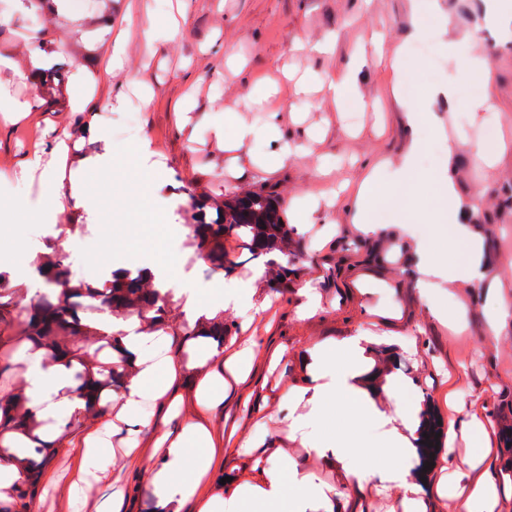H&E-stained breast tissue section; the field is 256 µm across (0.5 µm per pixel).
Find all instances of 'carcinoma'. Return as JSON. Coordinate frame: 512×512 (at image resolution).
I'll list each match as a JSON object with an SVG mask.
<instances>
[{
	"mask_svg": "<svg viewBox=\"0 0 512 512\" xmlns=\"http://www.w3.org/2000/svg\"><path fill=\"white\" fill-rule=\"evenodd\" d=\"M206 198H191L188 210V238L192 260H201L210 272L231 274L238 267V256L225 248L229 238L239 240V248L261 260L279 287L297 274L294 264L282 263L291 226L284 222L279 201L270 194L244 193L224 200L208 213ZM35 274L41 283L35 297L23 301L10 287V273L0 270V345L9 341V330L21 327L34 347L52 359L77 361L84 369L77 375L75 392L87 401L86 413L103 416L107 406L100 404L99 393L117 386L127 372L121 343L124 332L112 325L106 333L95 327L101 314L117 322L139 321L152 332L170 329L168 305L172 289L154 282L145 268H118L103 284L74 277L67 254L57 249L37 259ZM186 336H224V320L200 316L194 325L184 324ZM42 426L28 408V399L13 386L0 392V437L8 433L33 434ZM438 422L428 420L420 446L424 461L438 449ZM49 441L33 449L40 456L14 458L18 478L13 483L15 501L34 497L41 479V467L54 451Z\"/></svg>",
	"mask_w": 512,
	"mask_h": 512,
	"instance_id": "carcinoma-1",
	"label": "carcinoma"
}]
</instances>
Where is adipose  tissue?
I'll return each instance as SVG.
<instances>
[{"instance_id":"adipose-tissue-1","label":"adipose tissue","mask_w":512,"mask_h":512,"mask_svg":"<svg viewBox=\"0 0 512 512\" xmlns=\"http://www.w3.org/2000/svg\"><path fill=\"white\" fill-rule=\"evenodd\" d=\"M414 136L407 152L398 161L388 160L375 164L366 174L354 203L353 221L364 225L366 232L378 234L381 226L374 218L380 205L392 197L411 195L418 178L416 158L424 148L418 131L422 125H433L436 132L444 127L436 116L410 107L407 114ZM278 113H268L262 129H255L233 120L216 125L214 134L225 149L235 150L258 136H274L279 127ZM452 238L467 247L466 257H449L436 261L430 256L426 239H418L414 249L418 268L422 274L419 290L425 299L432 301L436 317L452 325H462L461 306H448L447 300L455 288L462 285H481L493 288L492 276L481 264L473 226L467 218L477 212L480 203L473 200L461 202L454 190H446L442 202ZM123 344L130 363L139 367L138 377L130 379L120 390L107 391L102 400L115 408L116 420L126 436L129 447H136L137 436L149 427L150 419L139 411L142 400L162 397L169 388L167 377L170 359L160 358L159 341L145 333L139 322L127 321L122 325ZM375 337L358 333L337 341L334 345L312 344L302 353L305 377L302 384L288 393L292 406L288 414V428L292 437L298 438L310 455L325 459L336 457L343 461L351 482L363 486L370 477L394 484L404 512H426L421 488L410 481L405 471L387 468L381 471L372 466L375 453L401 458L411 451L409 436L414 431L417 404H409L399 414H392L387 403L396 399L406 387L405 378L395 376L383 386H370L371 355ZM213 353L196 359L203 376L197 401L206 407L220 402L230 382L241 381L250 370L246 353L214 366ZM25 366L24 393L36 418L44 422L46 430L60 433L67 418L84 414L86 404L76 395L75 375L78 363L48 359L43 352L32 351L23 357ZM350 410L351 429L349 441L337 443L336 436L325 422L330 412ZM211 431L201 425L191 424L173 431H165L156 440L158 453L144 466L150 477L154 494L163 512H180V507L194 490V483L181 480L185 468L186 450L194 447L201 454L193 464L196 477L207 474L211 456L206 448L212 447ZM252 480L227 490L224 496L203 501L198 512H242L251 506L253 512H280V505H287V512H337L342 492L321 486L312 470L295 466L289 472L262 466L253 461ZM434 493L437 497L459 499L461 512H494L499 492L496 484L487 478H478L466 488H457L439 479Z\"/></svg>"}]
</instances>
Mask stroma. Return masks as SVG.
I'll list each match as a JSON object with an SVG mask.
<instances>
[{
	"mask_svg": "<svg viewBox=\"0 0 512 512\" xmlns=\"http://www.w3.org/2000/svg\"><path fill=\"white\" fill-rule=\"evenodd\" d=\"M7 2L8 9H0V56L26 62L34 39L45 32L67 49L44 50L56 73L48 94L0 69V96L34 104L19 121L0 116V195L37 201L44 170L57 165L63 206L55 210L54 221L74 220L78 226L56 241L30 214L0 209V257L22 267L29 256L48 252L55 243L68 254L75 277L93 281L101 267H133L147 255L162 266L190 271V284L202 301L213 300L231 281L247 288L263 307L246 331L228 308L221 312L225 337L162 338L163 348L179 356L167 392L180 404L172 426L201 424L213 433L211 468L181 512H197L198 501L224 495L222 478L245 480L254 456L244 445L248 439L263 443L269 466L283 472L293 463L308 466L347 491L343 512H400L393 485L369 482L362 495L350 493L341 464L308 458L299 443L289 440L288 422L277 413L289 390L302 382L304 348L332 344L359 330L379 339L374 370L387 379L408 380L399 401L417 400L446 426L473 418L490 424L487 436L457 435L452 452H440L431 467L413 454L406 464L411 479L433 483L446 474L452 485L466 487L478 477L467 460L484 451L489 473L503 488L496 512H512V448L500 436L512 426V321L495 333L488 323L495 302L512 304V205L499 194L512 184V42L502 41L487 22L482 0H439V13L424 16L427 33L417 40L410 37L413 0H70L65 12L48 5L37 11L28 0ZM119 37L125 62L110 72L106 66ZM452 39L457 49H449ZM301 41L327 42L331 49L305 56L296 49ZM400 45L406 56L394 72L379 57ZM466 54L482 55L489 65L492 107H471L482 80L463 68ZM344 70L366 101L383 100L382 111H361L356 122H349L348 108L338 107L327 90L329 79ZM265 75L280 79L277 94L268 98L270 107L281 111L278 135L225 152L214 126L223 123L228 110L262 126L264 112L245 110L242 103L266 98L259 82ZM404 84L413 88L408 101L428 104L446 134L421 127L426 148L417 162L420 179L412 199L386 203L381 232L369 236L352 222V199L333 202L326 190L358 184L377 161L405 152L406 109L391 94L393 86ZM448 84L456 91L453 98H428L430 87ZM491 123L506 145L489 155L474 133ZM93 125L104 126L107 138L90 139L87 129ZM33 131L40 140L32 149L25 139ZM459 131L464 139L448 151L446 136ZM61 141L69 151L59 164L52 150ZM142 142L152 150L146 173L129 161ZM105 151L114 164L93 177L96 228L91 231L72 185L82 178L81 159ZM277 154L283 157L280 165L258 171L257 157ZM444 172L460 199H483L476 238L481 262L495 281L491 290L480 285L456 289L454 300L466 318L459 328L435 317L419 294L413 242L400 227L408 220L416 234H429L437 256L453 251L447 233L429 232ZM244 192L275 195L289 224L295 221V202L318 199L307 233L293 236L288 247L299 272L287 287L256 276L259 263L245 251L228 278L190 260L183 224L191 195L219 200ZM308 282L320 305L314 315L301 318L297 310ZM252 339L258 347L248 377L232 385L223 402L200 408V374L188 364L190 352L206 348L228 356ZM271 410L276 419H268ZM104 424L101 418L73 419L42 469L27 512H111L117 492L124 495L121 512H161L143 471L154 451L150 431L139 436L131 454L120 436L110 437L102 450L106 470L90 469L81 443L88 430ZM83 470L87 486L72 490Z\"/></svg>",
	"mask_w": 512,
	"mask_h": 512,
	"instance_id": "obj_1",
	"label": "stroma"
}]
</instances>
